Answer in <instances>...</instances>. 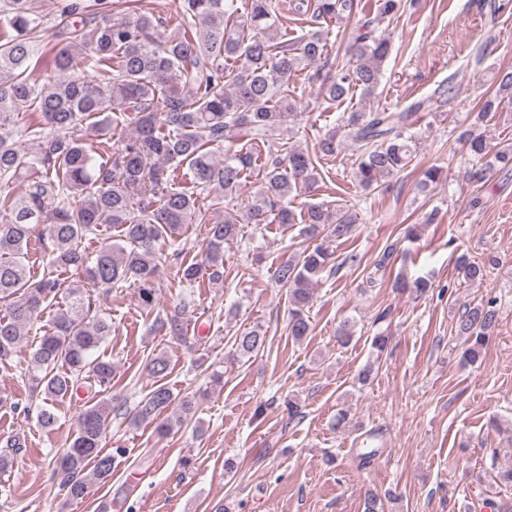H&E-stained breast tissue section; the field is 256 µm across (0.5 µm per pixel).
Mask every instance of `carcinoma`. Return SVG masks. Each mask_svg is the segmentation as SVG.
Instances as JSON below:
<instances>
[{"label":"carcinoma","mask_w":512,"mask_h":512,"mask_svg":"<svg viewBox=\"0 0 512 512\" xmlns=\"http://www.w3.org/2000/svg\"><path fill=\"white\" fill-rule=\"evenodd\" d=\"M0 8V379L20 375L44 406L38 424L53 428L51 406L88 393L76 432L54 461L52 479L65 500L84 498L112 477L127 449L103 452L112 413V359L99 353L112 335V318L100 297L125 283L135 285L138 306L154 316L151 327L183 338L192 323L187 305L173 313L155 312L156 275L177 264L180 284H224V243L242 224H301L302 233L320 239L313 248L278 263L275 282L288 292V333L297 343L310 334L306 314L332 244L348 239L355 215L312 204L296 210L291 199L314 189L319 165L336 156L343 141L328 131L313 152L268 147L285 118L295 115L293 74L318 86L324 100L341 102L353 89L369 97L382 77L389 52L372 22L357 29L347 46L350 59L329 65L330 30L319 29L292 43L284 40L274 0H182L175 24L142 10L140 0H64L55 45L37 52L44 20L33 0H3ZM358 0H297L294 9L312 22L330 24L356 16ZM44 74L30 80L34 58ZM102 71L94 79L87 69ZM512 103V70L498 77L495 93L483 99L478 127ZM424 102L402 112L347 113V134L358 146L355 178L368 189L387 181L411 162L418 138L412 118ZM39 122L20 125L22 114ZM34 141L26 150L13 137L16 127ZM473 158L469 179L483 181L495 167L512 170V149L499 148L484 135L463 134ZM192 178L180 182V167ZM261 174L245 212L232 205L248 173ZM442 168L430 166L417 183L425 193ZM103 224L121 230L120 239L90 254L83 242ZM185 224L206 225L202 259L186 261L176 247ZM38 241L46 260L41 276L31 274L29 247ZM465 279L484 276V266L459 261ZM64 273L79 279L65 284ZM49 329L28 348V325L57 299ZM498 322L495 301L464 309L456 330L469 341L467 360L479 361ZM267 336L256 325L233 338L234 353L251 357ZM29 350L28 359L20 355ZM170 370L164 354L145 365L154 379L130 412L134 424L155 423L168 433L196 423L194 397L174 396L162 383ZM21 450L9 436L0 448V473L11 471ZM396 500L369 493L363 512H385Z\"/></svg>","instance_id":"carcinoma-1"}]
</instances>
